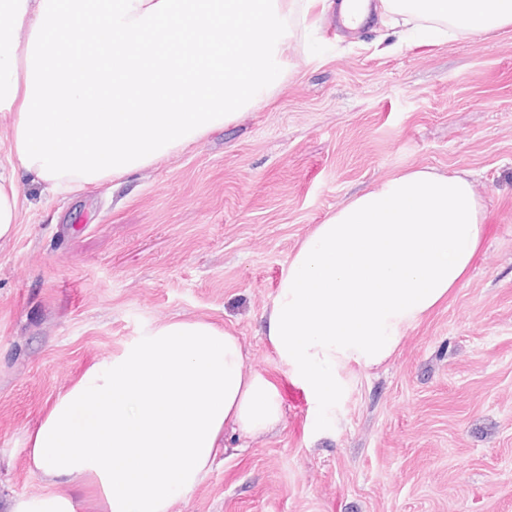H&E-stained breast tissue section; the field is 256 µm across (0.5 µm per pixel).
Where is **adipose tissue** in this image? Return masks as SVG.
Masks as SVG:
<instances>
[{
  "label": "adipose tissue",
  "instance_id": "ef3b65f1",
  "mask_svg": "<svg viewBox=\"0 0 512 512\" xmlns=\"http://www.w3.org/2000/svg\"><path fill=\"white\" fill-rule=\"evenodd\" d=\"M299 0H0V239L20 179L58 193L113 180L224 126L278 82ZM438 33L512 25V0H339L357 31L383 15ZM484 235L468 172L408 171L355 196L300 243L265 334L315 407L372 369L466 276ZM283 419L277 387L238 336L168 318L84 370L30 437L43 493L5 512H170L209 474L225 429Z\"/></svg>",
  "mask_w": 512,
  "mask_h": 512
}]
</instances>
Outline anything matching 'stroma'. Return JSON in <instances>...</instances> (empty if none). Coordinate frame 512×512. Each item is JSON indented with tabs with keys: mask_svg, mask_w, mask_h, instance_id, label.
Masks as SVG:
<instances>
[{
	"mask_svg": "<svg viewBox=\"0 0 512 512\" xmlns=\"http://www.w3.org/2000/svg\"><path fill=\"white\" fill-rule=\"evenodd\" d=\"M265 100L121 180L22 182L0 240V500L41 493L29 436L85 366L154 323L232 330L284 417L171 512H512V26L402 42L293 16ZM468 171L485 238L378 369L314 412L261 331L298 243L402 172Z\"/></svg>",
	"mask_w": 512,
	"mask_h": 512,
	"instance_id": "obj_1",
	"label": "stroma"
}]
</instances>
